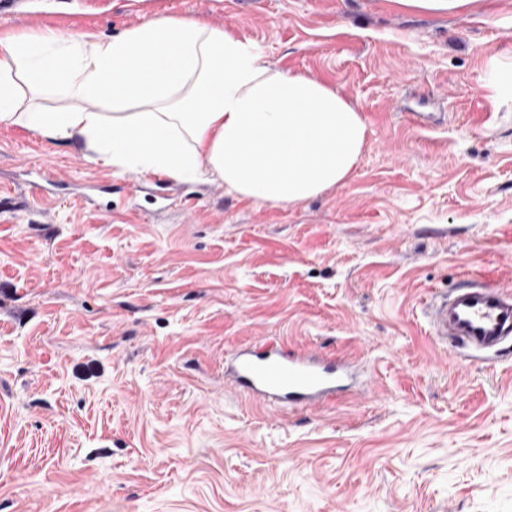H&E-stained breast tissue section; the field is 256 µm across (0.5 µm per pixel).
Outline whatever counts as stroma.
<instances>
[{
	"mask_svg": "<svg viewBox=\"0 0 512 512\" xmlns=\"http://www.w3.org/2000/svg\"><path fill=\"white\" fill-rule=\"evenodd\" d=\"M28 0L17 30L233 25L363 111L342 186L291 207L211 176L160 192L0 126V512H512V349L456 364L434 292L512 287V0ZM429 112L420 129L409 113ZM119 186L110 215L83 180ZM268 340L351 359L363 396L276 410L224 383ZM397 6L423 14H455L476 10L481 0H391Z\"/></svg>",
	"mask_w": 512,
	"mask_h": 512,
	"instance_id": "35a3bbf8",
	"label": "stroma"
}]
</instances>
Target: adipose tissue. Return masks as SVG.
Masks as SVG:
<instances>
[{"label": "adipose tissue", "instance_id": "adipose-tissue-1", "mask_svg": "<svg viewBox=\"0 0 512 512\" xmlns=\"http://www.w3.org/2000/svg\"><path fill=\"white\" fill-rule=\"evenodd\" d=\"M80 100L47 112L39 97ZM84 143L94 162L182 182L210 175L262 204L343 185L368 128L336 87L271 67L232 26L159 14L119 38L0 29V126Z\"/></svg>", "mask_w": 512, "mask_h": 512}]
</instances>
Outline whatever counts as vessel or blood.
I'll return each instance as SVG.
<instances>
[{
  "instance_id": "vessel-or-blood-1",
  "label": "vessel or blood",
  "mask_w": 512,
  "mask_h": 512,
  "mask_svg": "<svg viewBox=\"0 0 512 512\" xmlns=\"http://www.w3.org/2000/svg\"><path fill=\"white\" fill-rule=\"evenodd\" d=\"M433 336L443 349L469 359L512 335V292L500 287L456 288L428 306ZM351 362L308 349L258 341L237 350L224 379L255 402L312 408L345 391Z\"/></svg>"
}]
</instances>
